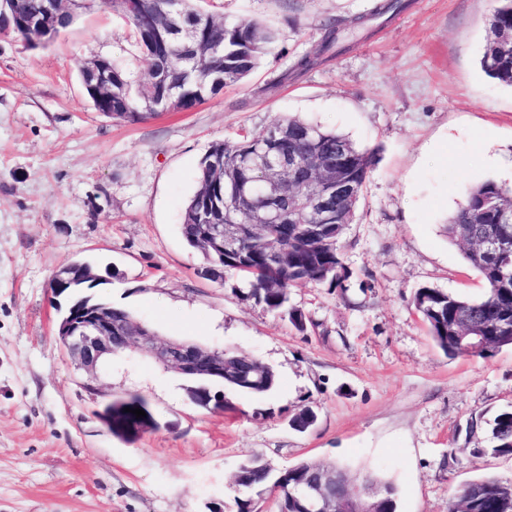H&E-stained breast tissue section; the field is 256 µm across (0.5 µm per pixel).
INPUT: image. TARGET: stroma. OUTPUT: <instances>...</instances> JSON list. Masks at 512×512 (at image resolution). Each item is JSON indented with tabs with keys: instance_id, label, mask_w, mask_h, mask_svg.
Here are the masks:
<instances>
[{
	"instance_id": "stroma-1",
	"label": "stroma",
	"mask_w": 512,
	"mask_h": 512,
	"mask_svg": "<svg viewBox=\"0 0 512 512\" xmlns=\"http://www.w3.org/2000/svg\"><path fill=\"white\" fill-rule=\"evenodd\" d=\"M382 2L197 0L229 22L261 21L275 42L245 81L136 123L96 112L79 79V63L99 56L145 74L109 7L44 46L0 35V512H238L234 476L252 459L276 470L333 461L354 484L376 473L396 486V512H448L465 484L512 479V456L470 454L512 408V349L446 355L412 304L422 287L484 292L445 225L467 186L512 188V89L480 67L495 0H402L379 17ZM356 17L366 23L339 53L290 75L319 54L327 20ZM279 116L378 155L343 237L347 279L290 292L302 331L243 297L238 275L208 276L180 234L210 146ZM77 258L111 269L102 295L160 337L259 359L275 388L210 383L229 403L217 411L130 350L88 379L59 341L48 288ZM130 394L157 426L127 440L98 414ZM306 407L316 421L295 431ZM475 418L484 428L472 433Z\"/></svg>"
}]
</instances>
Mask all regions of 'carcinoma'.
Segmentation results:
<instances>
[{
  "mask_svg": "<svg viewBox=\"0 0 512 512\" xmlns=\"http://www.w3.org/2000/svg\"><path fill=\"white\" fill-rule=\"evenodd\" d=\"M112 2V10L119 13L131 25L140 53L147 66L146 77L137 87H132L126 69L112 59H106L112 68L114 93L102 98L88 86L96 84L98 68L93 60L79 65L81 84L86 86L85 94L93 108L103 114L112 113V118L137 122L148 115H156L164 108L158 104L159 97L150 91L152 80L165 77L157 84L158 89H167L172 84L178 95L172 103V111H189L203 103L210 95L218 93L227 85L236 84L250 76L268 54L275 40V34L264 24L249 20L227 23L198 10L193 0H175L173 6L182 14L184 23L193 28L195 36L182 41L166 37V45L157 40V34L145 28L144 15L151 13L154 0H138L131 9L125 0H101L102 4ZM47 0H0V13L10 12L12 4L19 5L29 18L38 20L44 16ZM364 23L360 17L347 21L330 20L325 24L321 53L335 52L342 34ZM505 31L512 32V0H499V6L491 14L489 33L480 60L483 71L498 83L512 87V44L502 40ZM276 131L282 137V146L295 153L304 161L313 153L322 156L336 166L342 177L360 194L376 165L375 152L357 146L346 135L324 129L318 125L295 117L274 120L259 135H245L232 142L215 143L211 148H224V176L218 177L206 160H201L198 170V190L189 198L185 207L181 234L192 248L198 247V224L196 207L200 198L220 199L235 187L250 192L252 201L249 209L259 208L262 193L256 190L262 173L250 167H237V157L246 149L260 143L270 132ZM512 216V191L493 180H485L467 188L462 202L448 217V239L460 243L462 231L469 224H485L494 227L505 223ZM283 259L272 258L260 250L249 239L240 243L239 250L246 256V262H235L211 254L210 273L221 270L234 271L249 278L246 297L263 304L268 310L285 314L300 331L305 328L301 312L288 308L290 288L302 282H329L335 287L342 286L347 278L343 263V230L331 227L318 237H307L292 224H277L271 232ZM466 263L478 271L486 284L485 294L477 299L444 293L434 288H420L413 298L416 311L428 326L435 344L447 355L486 357L503 348L512 347L509 331H501L495 323L502 319L512 320V261L496 262L485 255L465 249ZM466 309L471 318L482 326V335L487 337L483 346L463 348L455 340L456 330L451 323L458 313ZM263 376L256 383L240 382L225 378L224 385L230 389L249 394H266L273 390L277 376L267 364H262ZM139 408L146 416L136 417L130 410ZM114 417H124L140 427H152L155 420L147 411L145 399L129 395L112 400ZM492 446L470 449L474 456L487 453L512 455V410L499 413L491 428ZM248 479L256 487L270 488L287 484L276 480L265 463L253 459L245 463ZM321 463L302 461L288 468V479H304ZM474 489H460L449 504L448 512H500V506L512 501V480L486 477L472 482Z\"/></svg>",
  "mask_w": 512,
  "mask_h": 512,
  "instance_id": "carcinoma-1",
  "label": "carcinoma"
}]
</instances>
